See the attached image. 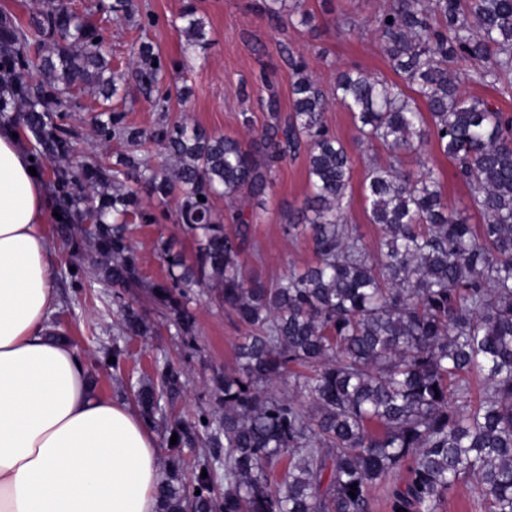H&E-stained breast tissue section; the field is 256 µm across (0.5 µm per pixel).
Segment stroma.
Wrapping results in <instances>:
<instances>
[{"label":"stroma","instance_id":"stroma-1","mask_svg":"<svg viewBox=\"0 0 512 512\" xmlns=\"http://www.w3.org/2000/svg\"><path fill=\"white\" fill-rule=\"evenodd\" d=\"M96 3L68 0L74 11L105 28L112 66L124 76L112 106L125 113L129 124L140 128L149 129L161 121H183L248 140L269 120V93H276L281 112H288L294 80L288 64L292 54L303 56L309 73L328 92L333 89L337 71L350 66L372 76L391 73L375 23L388 0H305L311 18L304 24L269 14L263 0H132L137 15L133 21L100 13ZM189 5L204 18L210 42L188 60L182 54L184 35L179 15ZM343 11L358 19L360 27L355 33H348L337 23L336 17ZM146 17L152 18V25L139 29L138 20ZM143 41L153 45L166 65L164 84L171 99L164 112L155 110L136 77L135 51ZM98 111L96 98L84 94L78 106L67 111L64 122L78 135L83 151L102 155L106 149L98 144L93 132ZM325 118L331 133L352 158L347 218L358 226L365 244L375 246L380 230L367 219L364 182L369 163L375 158L384 159L385 150L358 145L351 115L345 109L330 106ZM306 165L302 154L279 164L266 210L251 228L253 238L262 246V255L257 260L247 259L246 266L263 280L303 270L315 261L308 235L288 238L281 231L284 215L300 208L310 193ZM427 167L441 182L448 207L464 211L469 223H481V215L469 205L467 188L454 176L453 162L435 146H428L424 155H408L403 169L416 176ZM140 202L142 208L155 211L157 221L133 224L131 242L142 279L157 282L167 275L166 264L156 249L158 240H173L176 250L187 256L192 255L194 244L177 222L176 199L161 206L144 193ZM82 230V225L75 224L69 235H62L52 216L43 226L54 257L52 286L57 304L51 325L85 358L98 392L134 406L132 386L152 376L154 363L166 359L180 371L183 385L164 394L160 401L163 413L199 418L220 410L217 385L225 371L234 368L235 347L243 333L235 316L207 296H199L190 305L194 337L186 339L172 319L160 316L148 294L98 279L97 255L90 250L76 253L69 246L70 238L79 237ZM127 305L153 322L155 328L150 335L123 341L125 359L116 369L105 353L112 347Z\"/></svg>","mask_w":512,"mask_h":512}]
</instances>
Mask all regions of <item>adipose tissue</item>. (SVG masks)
I'll list each match as a JSON object with an SVG mask.
<instances>
[{
    "instance_id": "obj_1",
    "label": "adipose tissue",
    "mask_w": 512,
    "mask_h": 512,
    "mask_svg": "<svg viewBox=\"0 0 512 512\" xmlns=\"http://www.w3.org/2000/svg\"><path fill=\"white\" fill-rule=\"evenodd\" d=\"M0 128V512H157L156 445L51 336L46 192Z\"/></svg>"
}]
</instances>
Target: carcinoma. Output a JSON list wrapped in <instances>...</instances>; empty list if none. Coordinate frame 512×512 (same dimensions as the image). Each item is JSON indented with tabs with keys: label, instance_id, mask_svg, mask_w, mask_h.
I'll list each match as a JSON object with an SVG mask.
<instances>
[{
	"label": "carcinoma",
	"instance_id": "obj_1",
	"mask_svg": "<svg viewBox=\"0 0 512 512\" xmlns=\"http://www.w3.org/2000/svg\"><path fill=\"white\" fill-rule=\"evenodd\" d=\"M270 2L273 14L304 15V0ZM182 18L190 54L207 44L206 26L191 8ZM375 23L396 78L348 69L329 95L290 52L289 113L269 96L270 122L245 143L186 123L128 124L112 110L117 78L103 30L66 0H42L26 25L0 13V123L24 131L36 169L50 166L61 231L76 218L93 225L73 249L104 259L101 280L139 287L129 224L156 216L139 208L138 187L161 204L177 192L195 255L189 262L160 241L167 278L152 295L184 336L194 335L189 303L198 291L245 327L236 366L224 373V413L164 422L167 436L177 434V463L185 447L224 449V486L217 490L203 452L191 476L200 494H187L177 466L160 485L161 512H370L381 486L391 512H439L460 489L484 512H512V118L462 88L512 78V0H392ZM136 57L140 84L167 111L160 56L143 41ZM466 61L482 65L452 68ZM86 91L102 100L98 140L122 145L111 156H85L62 123L61 109ZM333 100L350 112L359 144L387 151L365 180L368 220L381 230L372 249L346 217L352 160L326 124ZM431 141L454 161L483 223L449 211L431 171L416 179L403 171V158ZM147 142L169 167L144 163ZM303 147L312 193L283 232L308 225L316 262L269 284L242 260L259 255L249 235L259 215L236 202L260 200L278 163ZM218 197L230 214L215 209ZM150 329L129 309L118 336ZM155 374L134 392L150 416L181 386L169 363ZM472 375L484 380L476 403ZM286 377L288 395L275 390ZM283 458L288 467L274 481ZM405 462V483L384 484Z\"/></svg>",
	"mask_w": 512,
	"mask_h": 512
}]
</instances>
